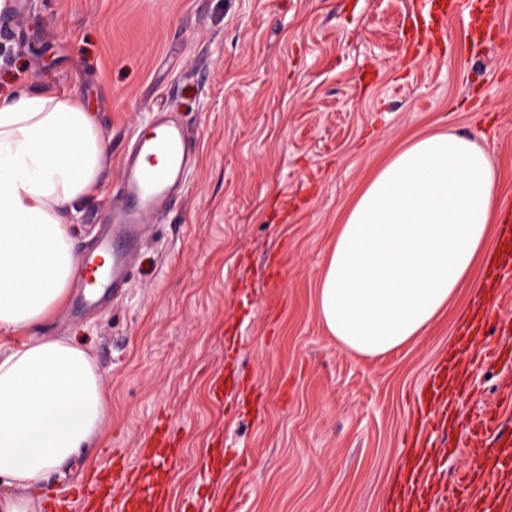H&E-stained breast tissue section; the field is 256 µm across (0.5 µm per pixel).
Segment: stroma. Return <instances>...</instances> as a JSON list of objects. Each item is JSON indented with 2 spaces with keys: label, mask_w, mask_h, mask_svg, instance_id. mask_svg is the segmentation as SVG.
Returning a JSON list of instances; mask_svg holds the SVG:
<instances>
[{
  "label": "stroma",
  "mask_w": 512,
  "mask_h": 512,
  "mask_svg": "<svg viewBox=\"0 0 512 512\" xmlns=\"http://www.w3.org/2000/svg\"><path fill=\"white\" fill-rule=\"evenodd\" d=\"M416 0H26L0 11V93L49 81L79 89L109 142L96 193L75 221L86 253L112 220V186L152 111L179 113L197 167L137 257L118 300L82 310L81 280L43 325L91 354L110 398L96 447L52 474L48 496L103 466H135L165 423L179 456L163 476L183 512L224 440V512H387L414 423L413 394L464 336L487 287L479 267L417 342L380 359L338 345L315 307L317 279L374 167L414 137L453 132L484 148L512 201V0L471 44L448 19L415 45ZM223 377V401L212 382ZM512 359L474 372L436 436L440 479L463 464L459 424L512 407Z\"/></svg>",
  "instance_id": "obj_1"
}]
</instances>
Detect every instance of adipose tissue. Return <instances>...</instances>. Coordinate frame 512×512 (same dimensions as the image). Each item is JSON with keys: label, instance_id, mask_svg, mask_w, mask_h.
I'll use <instances>...</instances> for the list:
<instances>
[{"label": "adipose tissue", "instance_id": "ef3b65f1", "mask_svg": "<svg viewBox=\"0 0 512 512\" xmlns=\"http://www.w3.org/2000/svg\"><path fill=\"white\" fill-rule=\"evenodd\" d=\"M109 154L80 95L52 84L0 100V512H36L54 471L97 440L108 394L88 351L41 335L78 266L70 222ZM498 220L486 151L454 133L379 164L318 277L337 343L383 358L424 336L485 260Z\"/></svg>", "mask_w": 512, "mask_h": 512}]
</instances>
